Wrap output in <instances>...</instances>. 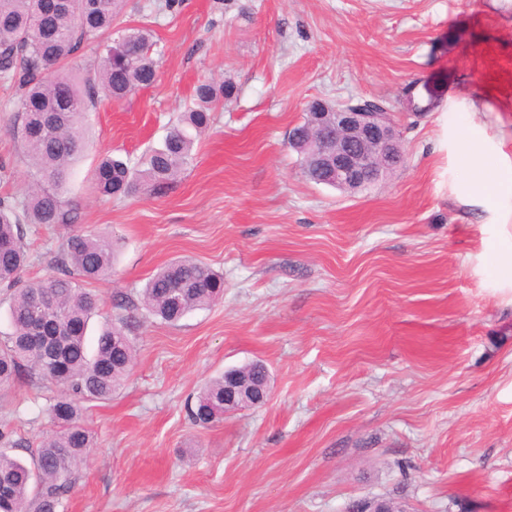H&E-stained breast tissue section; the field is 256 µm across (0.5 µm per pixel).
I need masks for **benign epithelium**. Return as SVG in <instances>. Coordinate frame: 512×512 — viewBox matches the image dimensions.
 <instances>
[{"mask_svg":"<svg viewBox=\"0 0 512 512\" xmlns=\"http://www.w3.org/2000/svg\"><path fill=\"white\" fill-rule=\"evenodd\" d=\"M318 135L311 144L312 167L323 173V183L353 192L363 190L382 178L402 159L400 134L386 112L376 109L336 108L334 112L310 113ZM264 383L251 386L237 369L224 370V412L264 405L269 397L270 376L259 364ZM354 512H397L382 499L362 500Z\"/></svg>","mask_w":512,"mask_h":512,"instance_id":"1","label":"benign epithelium"}]
</instances>
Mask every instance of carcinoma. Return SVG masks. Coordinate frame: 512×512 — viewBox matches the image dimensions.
<instances>
[{
    "instance_id": "1",
    "label": "carcinoma",
    "mask_w": 512,
    "mask_h": 512,
    "mask_svg": "<svg viewBox=\"0 0 512 512\" xmlns=\"http://www.w3.org/2000/svg\"><path fill=\"white\" fill-rule=\"evenodd\" d=\"M59 10L52 0H0V77L18 84L21 123L13 129L35 170L36 179L17 206L0 199V286L10 291L12 331L0 340V386L21 374L59 388L49 413L55 430L32 452L31 463L0 452V512H65L75 474L92 446L82 423V403L105 401L127 377L134 349L124 333L128 320L108 323L93 349L87 346L91 318L100 309L97 294L83 283L107 278L112 270V238L72 231L54 259L55 274L22 280L30 263L23 225H68L74 216L64 199L69 173L86 147L84 127L99 97L124 99L152 85L157 77L153 42L145 28H124L118 20L121 0H74ZM99 50L96 67L83 74L62 69L84 48ZM230 82L203 81L194 91L195 106L172 124L161 144L140 159L104 157L92 171L94 191L122 199L176 181L192 159L194 145L209 128L216 103L232 97ZM183 288L174 301L168 291ZM224 281L208 264L177 259L161 268L142 291V305L153 316L176 323L189 312L211 306ZM48 297L46 329L66 335L59 361H46V350L33 332V302ZM224 403V377L208 382L190 408L196 422H213Z\"/></svg>"
}]
</instances>
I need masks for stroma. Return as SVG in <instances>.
<instances>
[{"instance_id": "stroma-1", "label": "stroma", "mask_w": 512, "mask_h": 512, "mask_svg": "<svg viewBox=\"0 0 512 512\" xmlns=\"http://www.w3.org/2000/svg\"><path fill=\"white\" fill-rule=\"evenodd\" d=\"M152 34L158 78L100 98L67 194L71 227L29 224L24 276L52 272L69 229L115 243L101 313L129 303L135 363L90 402L93 446L66 512H512V5L505 0H124ZM204 79L233 98L176 183L98 197L106 154L158 145ZM386 101L404 164L342 192L303 174L289 144L309 102ZM0 81V198L32 179ZM504 172H463L458 121ZM190 257L224 296L168 324L147 281ZM263 362L270 398L200 425L187 405L224 369ZM54 385L0 388V451L30 459L52 430Z\"/></svg>"}]
</instances>
